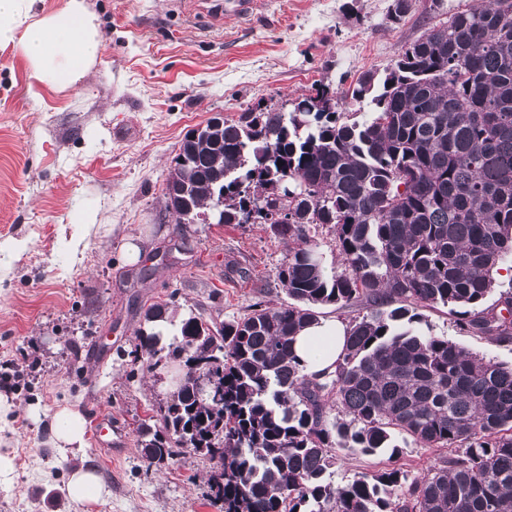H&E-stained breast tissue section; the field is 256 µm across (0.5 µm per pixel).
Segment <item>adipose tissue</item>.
I'll list each match as a JSON object with an SVG mask.
<instances>
[{
	"instance_id": "1",
	"label": "adipose tissue",
	"mask_w": 512,
	"mask_h": 512,
	"mask_svg": "<svg viewBox=\"0 0 512 512\" xmlns=\"http://www.w3.org/2000/svg\"><path fill=\"white\" fill-rule=\"evenodd\" d=\"M37 0H0V46H14L29 78L38 87H75L101 52L102 36L96 16L85 0H66L58 11L42 12ZM347 333L345 323L322 318L303 329L294 351L307 372L333 367ZM85 416L76 407L61 408L50 426L55 448L81 449L86 444Z\"/></svg>"
}]
</instances>
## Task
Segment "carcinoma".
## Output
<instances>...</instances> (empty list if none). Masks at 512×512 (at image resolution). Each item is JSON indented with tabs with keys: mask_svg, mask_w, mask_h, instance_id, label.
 I'll use <instances>...</instances> for the list:
<instances>
[{
	"mask_svg": "<svg viewBox=\"0 0 512 512\" xmlns=\"http://www.w3.org/2000/svg\"><path fill=\"white\" fill-rule=\"evenodd\" d=\"M358 121L326 84L332 112L265 108L189 132L165 208L177 224L224 200V223L270 224L288 242V302L214 323L189 313L172 341L168 305L144 311L138 348L180 382L143 427L162 467L205 445L220 512H512V364L412 328L448 307L459 328L512 344V290L484 306L512 257V0H481L405 45ZM292 220L281 224L277 211ZM334 234L340 268L315 237ZM360 308L332 371L309 374L297 333L320 308ZM213 378L203 395L197 373ZM336 408L339 417L329 418ZM410 439L450 454L407 482L394 465L333 482L338 453L397 458Z\"/></svg>",
	"mask_w": 512,
	"mask_h": 512,
	"instance_id": "obj_1",
	"label": "carcinoma"
}]
</instances>
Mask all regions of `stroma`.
<instances>
[{"label":"stroma","mask_w":512,"mask_h":512,"mask_svg":"<svg viewBox=\"0 0 512 512\" xmlns=\"http://www.w3.org/2000/svg\"><path fill=\"white\" fill-rule=\"evenodd\" d=\"M476 2L412 0L395 24L393 0H255L220 23L197 0H86L103 47L63 91L31 86L13 47L0 46V362L11 364L0 395L14 405L0 451L16 466L0 512H219L208 457L184 448L156 469L141 456L137 429L171 372L148 371L136 333L155 302L223 320L257 301L280 305L288 244L268 224H174L164 188L182 140L218 113L293 111L319 82L365 119L373 106L351 100L357 81ZM129 239L141 249L133 262L121 252ZM421 314L420 332L512 362V344L464 333L446 307ZM68 404L111 412L125 434L119 459L90 444L52 447L49 426ZM82 465L104 498L67 497Z\"/></svg>","instance_id":"1"}]
</instances>
